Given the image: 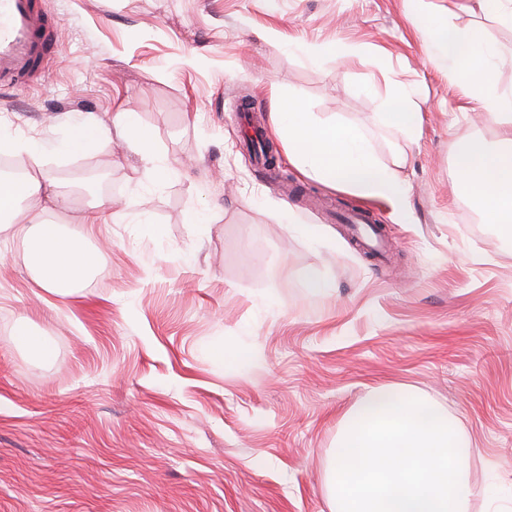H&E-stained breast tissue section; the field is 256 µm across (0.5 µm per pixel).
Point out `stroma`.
Listing matches in <instances>:
<instances>
[{
    "label": "stroma",
    "instance_id": "stroma-1",
    "mask_svg": "<svg viewBox=\"0 0 512 512\" xmlns=\"http://www.w3.org/2000/svg\"><path fill=\"white\" fill-rule=\"evenodd\" d=\"M462 2L49 0L48 77L0 96V136L43 146L74 197L51 218L88 234L96 268L58 297L21 236L0 234V512H330L344 416L379 386L456 420L479 489L468 512H512V234L480 223L455 167L463 138L497 130L429 61L419 17L505 53L512 28ZM324 45L335 55L312 58ZM396 93L423 117L409 139L379 119ZM288 98L362 133L405 210L307 176L279 138L276 170L257 166L240 109L266 127ZM128 108L166 181L112 130ZM78 122L109 133L61 151ZM101 204L116 218L88 230ZM347 204L380 224L382 258L337 222ZM23 317L51 362L17 344Z\"/></svg>",
    "mask_w": 512,
    "mask_h": 512
}]
</instances>
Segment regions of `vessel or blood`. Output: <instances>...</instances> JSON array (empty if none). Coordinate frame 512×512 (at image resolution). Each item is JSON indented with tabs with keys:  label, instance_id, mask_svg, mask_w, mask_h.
Listing matches in <instances>:
<instances>
[{
	"label": "vessel or blood",
	"instance_id": "obj_1",
	"mask_svg": "<svg viewBox=\"0 0 512 512\" xmlns=\"http://www.w3.org/2000/svg\"><path fill=\"white\" fill-rule=\"evenodd\" d=\"M56 40L40 0H0V84L22 91L44 80Z\"/></svg>",
	"mask_w": 512,
	"mask_h": 512
}]
</instances>
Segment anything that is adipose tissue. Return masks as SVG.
Segmentation results:
<instances>
[{
    "label": "adipose tissue",
    "mask_w": 512,
    "mask_h": 512,
    "mask_svg": "<svg viewBox=\"0 0 512 512\" xmlns=\"http://www.w3.org/2000/svg\"><path fill=\"white\" fill-rule=\"evenodd\" d=\"M432 32L433 64L470 84L496 140L481 135L465 139L456 158L461 183L474 197L482 223L512 227V88L497 86V70L508 58L490 45L477 29L441 24L423 18ZM274 129L288 139L291 162L315 178L386 199L398 210L406 197L396 170L379 164L365 138L354 128L320 119L296 102L282 103L273 115ZM26 150L29 170L19 182L0 180V230L12 228V218L25 212L23 230L30 249L34 277L41 288L65 298L92 274L95 256L84 237L67 233L51 220V212L68 209L70 196L58 189L39 160V148L15 139H0V150Z\"/></svg>",
    "instance_id": "adipose-tissue-1"
}]
</instances>
